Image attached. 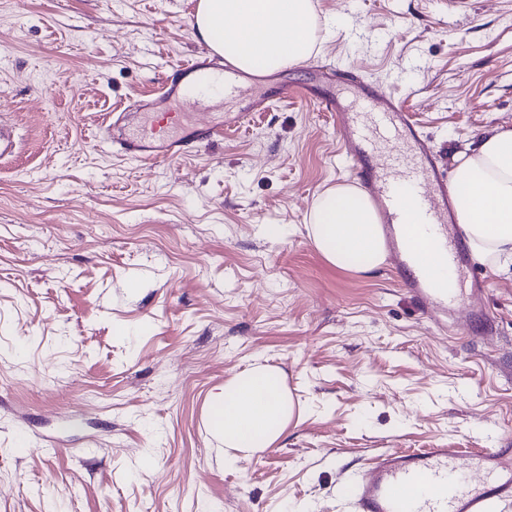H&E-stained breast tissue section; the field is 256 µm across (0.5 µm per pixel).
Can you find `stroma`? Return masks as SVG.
<instances>
[{"instance_id":"35a3bbf8","label":"stroma","mask_w":512,"mask_h":512,"mask_svg":"<svg viewBox=\"0 0 512 512\" xmlns=\"http://www.w3.org/2000/svg\"><path fill=\"white\" fill-rule=\"evenodd\" d=\"M314 59L380 86L444 161L512 125V0H314ZM190 0H0V512H354L390 449L512 448V270L444 328L399 271L336 268L307 215L352 181L295 100L172 162L101 139L202 47ZM481 302L491 328L470 327ZM282 370L296 417L225 462L211 393ZM24 432L29 451L14 449ZM150 467H143V459Z\"/></svg>"}]
</instances>
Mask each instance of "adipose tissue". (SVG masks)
<instances>
[{"instance_id":"obj_1","label":"adipose tissue","mask_w":512,"mask_h":512,"mask_svg":"<svg viewBox=\"0 0 512 512\" xmlns=\"http://www.w3.org/2000/svg\"><path fill=\"white\" fill-rule=\"evenodd\" d=\"M196 36L237 69L268 75L317 53L314 0H198ZM449 192L473 259L512 268V126L496 125L454 156ZM308 229L332 265L367 273L387 258V240L372 197L358 184L327 188L314 200ZM210 410L225 448L252 453L281 436L295 413L282 375L257 366L212 393Z\"/></svg>"}]
</instances>
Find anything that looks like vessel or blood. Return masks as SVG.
Returning a JSON list of instances; mask_svg holds the SVG:
<instances>
[{"label":"vessel or blood","instance_id":"1","mask_svg":"<svg viewBox=\"0 0 512 512\" xmlns=\"http://www.w3.org/2000/svg\"><path fill=\"white\" fill-rule=\"evenodd\" d=\"M332 79L353 87L355 105L343 103L334 94L314 95L307 89L288 87L277 97L284 101L309 97L321 111L335 116L351 146L355 179L378 204L382 223L400 232L394 258L407 274L405 284L410 293L431 313H448L456 308L459 293L450 282L440 279L439 272L447 266L462 267L463 235L453 230L451 240L435 246L421 240L415 231L419 224L451 228L448 179L440 173L436 156L409 113L395 98L379 86L356 82L350 72L333 73ZM218 82L228 93L250 86L251 96L238 111L227 113L222 123L190 119L179 135H170L165 106L174 101L201 104L207 90ZM271 99L260 93L258 79L218 64L203 50L171 66L158 95L131 104V111L152 116L150 126L129 127L120 114L106 118L102 128L127 159L173 161L193 143L213 140L222 136L225 128L240 126L251 113L264 110ZM384 142L399 143L400 148L379 167L373 160ZM347 493L356 512H497L500 506L512 503V450H392L352 478Z\"/></svg>","mask_w":512,"mask_h":512}]
</instances>
